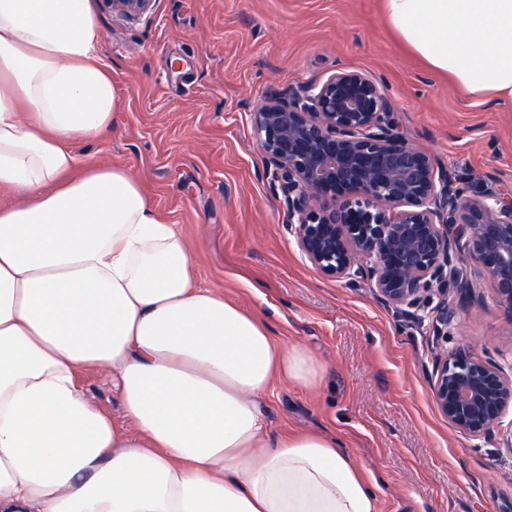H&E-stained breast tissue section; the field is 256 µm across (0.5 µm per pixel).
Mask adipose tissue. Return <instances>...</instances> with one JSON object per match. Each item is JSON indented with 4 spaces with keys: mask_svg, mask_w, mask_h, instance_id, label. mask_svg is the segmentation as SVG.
Here are the masks:
<instances>
[{
    "mask_svg": "<svg viewBox=\"0 0 512 512\" xmlns=\"http://www.w3.org/2000/svg\"><path fill=\"white\" fill-rule=\"evenodd\" d=\"M383 6L432 72L512 103V0ZM100 39L90 0H0V512H377L336 437L269 432L272 381L320 379L308 349L199 286L125 168L80 167L116 106ZM81 379L89 398L118 422H124L116 380L92 371L84 372Z\"/></svg>",
    "mask_w": 512,
    "mask_h": 512,
    "instance_id": "obj_1",
    "label": "adipose tissue"
}]
</instances>
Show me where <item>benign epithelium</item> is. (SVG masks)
Instances as JSON below:
<instances>
[{
    "label": "benign epithelium",
    "instance_id": "benign-epithelium-1",
    "mask_svg": "<svg viewBox=\"0 0 512 512\" xmlns=\"http://www.w3.org/2000/svg\"><path fill=\"white\" fill-rule=\"evenodd\" d=\"M127 19L155 0H105ZM252 128L303 259L326 278L362 279L394 307L436 289L437 336L487 278L512 307V189L477 198L430 153L410 144L377 82L339 70L265 97ZM432 399L453 430L480 437L512 413V367L464 346L437 354Z\"/></svg>",
    "mask_w": 512,
    "mask_h": 512
}]
</instances>
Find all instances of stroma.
Returning <instances> with one entry per match:
<instances>
[{
  "mask_svg": "<svg viewBox=\"0 0 512 512\" xmlns=\"http://www.w3.org/2000/svg\"><path fill=\"white\" fill-rule=\"evenodd\" d=\"M92 2L116 110L110 130L72 148L81 165L117 164L137 178L161 220L179 226L197 282L321 364L316 387L274 380L271 435L336 434L363 475L379 478L378 512H512V424L459 433L429 388L441 346L512 363V306L482 280L478 303L439 339L436 290L409 316L367 282L317 273L251 123L271 93L360 70L410 143L479 194L512 187V104L473 99L433 74L388 27L382 0H156L134 21Z\"/></svg>",
  "mask_w": 512,
  "mask_h": 512,
  "instance_id": "1",
  "label": "stroma"
}]
</instances>
